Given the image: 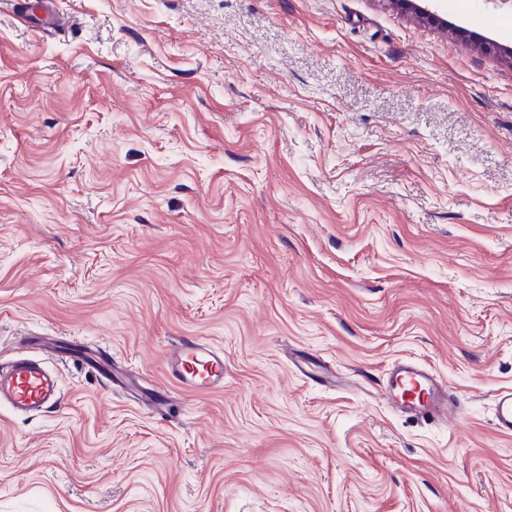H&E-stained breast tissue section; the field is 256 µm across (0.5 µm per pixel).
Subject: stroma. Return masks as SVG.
<instances>
[{
  "label": "stroma",
  "mask_w": 512,
  "mask_h": 512,
  "mask_svg": "<svg viewBox=\"0 0 512 512\" xmlns=\"http://www.w3.org/2000/svg\"><path fill=\"white\" fill-rule=\"evenodd\" d=\"M0 0V352L76 336L159 415L60 364L0 408V512H512V0ZM431 365L455 423L379 397ZM28 1H16L17 12L21 17L31 22V26L43 28L44 20L42 18H49L55 15V1L54 0H36L33 4H28ZM398 10L434 27L448 29V22L429 6H422L416 0H389ZM166 377L181 391L224 388V352L199 338L181 339L166 355ZM494 422L497 432L512 435V390L501 391L496 396Z\"/></svg>",
  "instance_id": "stroma-1"
}]
</instances>
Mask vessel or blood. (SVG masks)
I'll use <instances>...</instances> for the list:
<instances>
[{
	"instance_id": "vessel-or-blood-1",
	"label": "vessel or blood",
	"mask_w": 512,
	"mask_h": 512,
	"mask_svg": "<svg viewBox=\"0 0 512 512\" xmlns=\"http://www.w3.org/2000/svg\"><path fill=\"white\" fill-rule=\"evenodd\" d=\"M16 7L24 20L39 28L55 14V0H18ZM31 345L32 353L0 363V407H9L20 415L45 412L62 396L60 374L48 363L50 357L64 355L60 339L35 336ZM165 368L167 378L182 391H217L224 387L223 351L198 338L181 339L167 353ZM382 394L391 406L424 421L445 422L463 415L447 387L431 370L411 359L392 366ZM494 422L497 432L512 435V390L497 395Z\"/></svg>"
}]
</instances>
